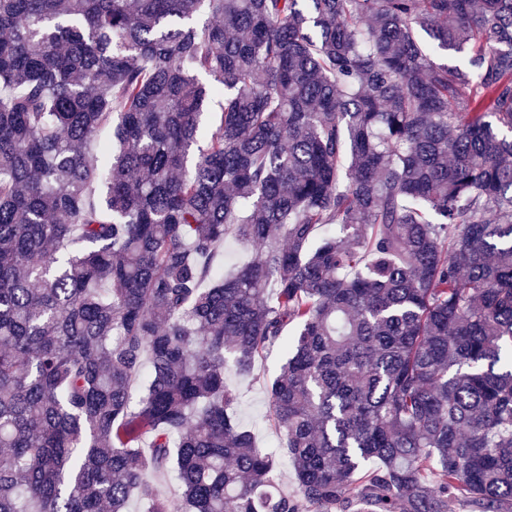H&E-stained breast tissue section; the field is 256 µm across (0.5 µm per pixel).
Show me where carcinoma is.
<instances>
[{"mask_svg":"<svg viewBox=\"0 0 512 512\" xmlns=\"http://www.w3.org/2000/svg\"><path fill=\"white\" fill-rule=\"evenodd\" d=\"M134 499L512 512V0H0V512ZM253 256L250 248L237 242L232 234L224 241V272L232 270L236 265L248 261ZM283 362V352L274 347L256 357L250 376H239L234 370L225 372L227 383L240 392L239 404L235 409L238 422L251 431L259 448L272 452L280 448L281 441L270 417L267 386Z\"/></svg>","mask_w":512,"mask_h":512,"instance_id":"carcinoma-1","label":"carcinoma"}]
</instances>
